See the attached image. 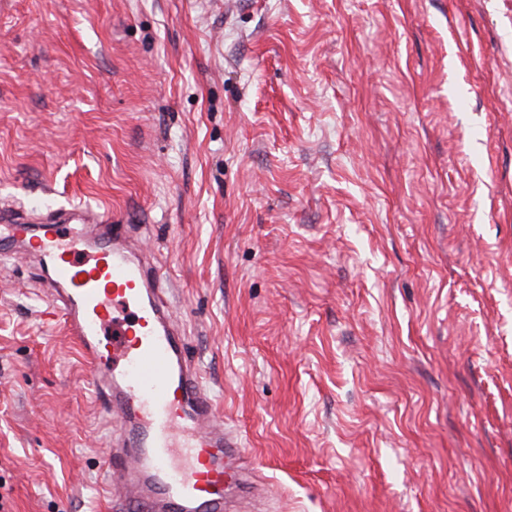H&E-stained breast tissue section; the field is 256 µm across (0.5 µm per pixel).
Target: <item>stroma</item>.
Instances as JSON below:
<instances>
[{"instance_id": "stroma-1", "label": "stroma", "mask_w": 512, "mask_h": 512, "mask_svg": "<svg viewBox=\"0 0 512 512\" xmlns=\"http://www.w3.org/2000/svg\"><path fill=\"white\" fill-rule=\"evenodd\" d=\"M168 277L259 512H512V0H0V204ZM91 372L0 255V495L103 512Z\"/></svg>"}]
</instances>
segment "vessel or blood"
Masks as SVG:
<instances>
[{
    "label": "vessel or blood",
    "mask_w": 512,
    "mask_h": 512,
    "mask_svg": "<svg viewBox=\"0 0 512 512\" xmlns=\"http://www.w3.org/2000/svg\"><path fill=\"white\" fill-rule=\"evenodd\" d=\"M46 273L47 290L92 367L90 394L123 432L102 472L127 512H226L229 491L254 496L241 441L224 430L215 395L188 359L163 276L124 224L81 207L40 224L0 220Z\"/></svg>",
    "instance_id": "b4317fda"
}]
</instances>
